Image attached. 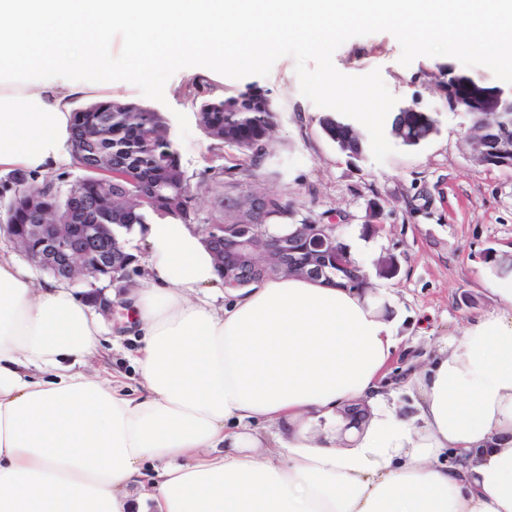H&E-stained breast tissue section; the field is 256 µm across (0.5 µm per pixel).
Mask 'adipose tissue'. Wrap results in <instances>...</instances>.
<instances>
[{
  "label": "adipose tissue",
  "mask_w": 512,
  "mask_h": 512,
  "mask_svg": "<svg viewBox=\"0 0 512 512\" xmlns=\"http://www.w3.org/2000/svg\"><path fill=\"white\" fill-rule=\"evenodd\" d=\"M357 22L512 62V0H0V173L71 158L75 100L112 88L114 24L144 69L184 70L297 35L322 51ZM144 236L126 307L139 395L80 371L101 321L0 249V512H512V285L409 372L404 419L382 382L396 326L372 293L272 274L217 306L199 231L159 218ZM350 402L371 408L365 428Z\"/></svg>",
  "instance_id": "ef3b65f1"
}]
</instances>
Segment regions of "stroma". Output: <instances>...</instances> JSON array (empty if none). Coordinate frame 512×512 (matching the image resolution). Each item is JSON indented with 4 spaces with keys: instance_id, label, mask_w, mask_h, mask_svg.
<instances>
[{
    "instance_id": "35a3bbf8",
    "label": "stroma",
    "mask_w": 512,
    "mask_h": 512,
    "mask_svg": "<svg viewBox=\"0 0 512 512\" xmlns=\"http://www.w3.org/2000/svg\"><path fill=\"white\" fill-rule=\"evenodd\" d=\"M504 89L512 88V64L489 62L476 51L448 43L420 48L390 24H357L327 51H309L284 39L249 68L215 67L225 96L258 85L274 100L277 122L267 155L245 193L282 196L299 215L338 227L341 240L372 277L386 318L397 325L398 346L387 382L401 414L414 411L401 385L409 368L428 367L439 342L496 308L490 287L512 279V169L480 165L465 139L469 121L449 111L440 69ZM139 65L116 28L112 44V96L163 112L171 138L192 181L228 166L227 152L212 149L195 110L183 95L188 75L154 67L138 77ZM354 87H371L370 108L394 114L411 106L434 117L437 131L406 146L390 129L362 126L361 157L340 151L319 119L352 111V104L324 94L327 76ZM375 220L378 230L364 235ZM394 259L397 271L381 277L376 263ZM122 310L102 315L98 357L85 369L107 371L127 391L141 389L133 358L140 346L126 331Z\"/></svg>"
}]
</instances>
